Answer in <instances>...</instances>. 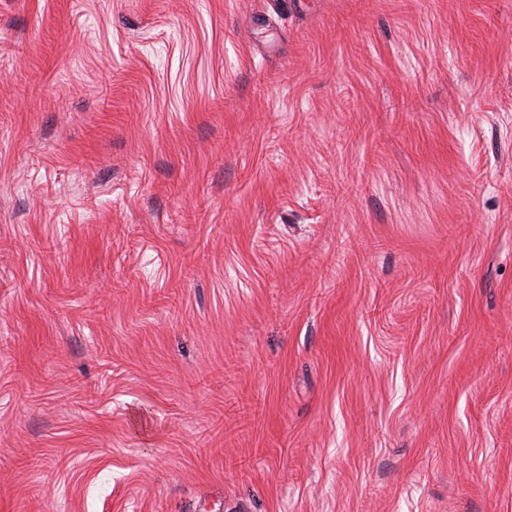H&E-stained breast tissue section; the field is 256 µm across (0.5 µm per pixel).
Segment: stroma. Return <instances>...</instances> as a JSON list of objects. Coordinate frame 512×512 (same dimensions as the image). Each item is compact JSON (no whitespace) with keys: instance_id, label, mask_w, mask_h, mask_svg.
<instances>
[{"instance_id":"stroma-1","label":"stroma","mask_w":512,"mask_h":512,"mask_svg":"<svg viewBox=\"0 0 512 512\" xmlns=\"http://www.w3.org/2000/svg\"><path fill=\"white\" fill-rule=\"evenodd\" d=\"M0 512H512V0H0Z\"/></svg>"}]
</instances>
